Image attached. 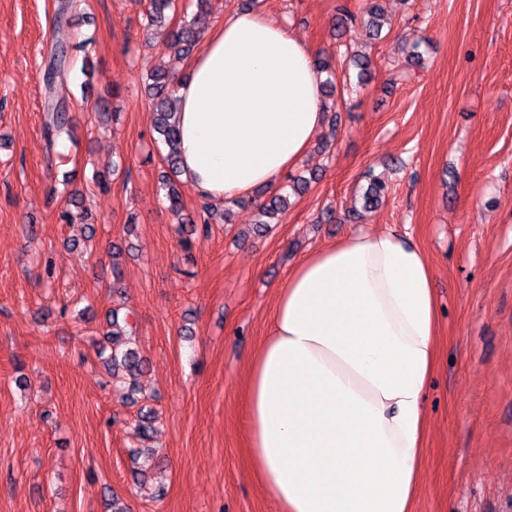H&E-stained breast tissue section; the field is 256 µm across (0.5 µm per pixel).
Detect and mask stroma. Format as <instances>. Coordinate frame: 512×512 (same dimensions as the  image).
I'll use <instances>...</instances> for the list:
<instances>
[{"label":"stroma","instance_id":"1","mask_svg":"<svg viewBox=\"0 0 512 512\" xmlns=\"http://www.w3.org/2000/svg\"><path fill=\"white\" fill-rule=\"evenodd\" d=\"M342 1L358 14L370 3L257 9L334 59L365 40L358 25L333 37ZM379 2L390 28L367 81L338 88V129L320 131L335 138L329 153L309 151L280 178L316 181L263 236L250 232L257 202L226 201L231 223L187 250L178 219L204 201L185 185L181 216L168 208L144 79L165 62L188 74L189 59L147 40L144 0H84L64 26L56 0H0V512H108L114 492L131 512H279L247 453L248 363L295 263L360 230L409 233L435 270L439 354L414 512H512V0ZM58 41L73 62L55 89L76 140L64 160L41 137ZM415 43L418 66L406 60ZM102 96L117 114L105 125ZM114 162L100 190L93 177ZM370 169L390 189L356 217ZM75 187L89 217L67 224ZM119 306L158 415L159 465L143 486L131 454L144 404L124 400L93 345Z\"/></svg>","mask_w":512,"mask_h":512}]
</instances>
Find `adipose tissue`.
I'll return each instance as SVG.
<instances>
[{
	"label": "adipose tissue",
	"instance_id": "ef3b65f1",
	"mask_svg": "<svg viewBox=\"0 0 512 512\" xmlns=\"http://www.w3.org/2000/svg\"><path fill=\"white\" fill-rule=\"evenodd\" d=\"M313 48L252 10L204 35L176 78L183 177L221 202L278 191L324 122ZM435 272L406 233L302 257L248 369L249 457L281 512H413L437 366Z\"/></svg>",
	"mask_w": 512,
	"mask_h": 512
}]
</instances>
